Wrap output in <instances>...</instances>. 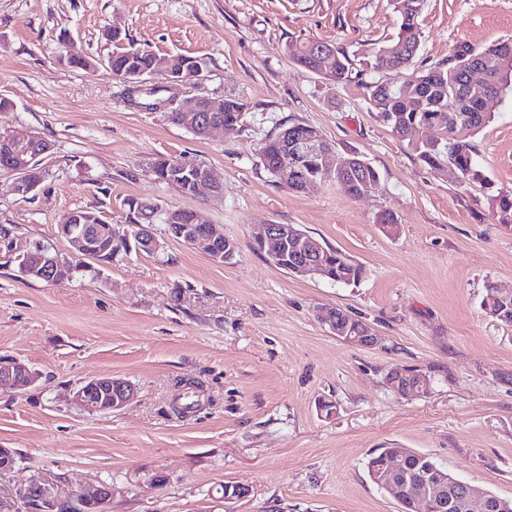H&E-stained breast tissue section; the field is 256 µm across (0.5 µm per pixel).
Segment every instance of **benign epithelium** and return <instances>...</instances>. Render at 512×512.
<instances>
[{
    "label": "benign epithelium",
    "mask_w": 512,
    "mask_h": 512,
    "mask_svg": "<svg viewBox=\"0 0 512 512\" xmlns=\"http://www.w3.org/2000/svg\"><path fill=\"white\" fill-rule=\"evenodd\" d=\"M159 75L166 77V82L180 83V79L170 76V61L158 58L152 67L140 72L137 79L128 83L133 92L150 85ZM182 112L185 125L195 129L206 137L214 129L224 128L220 112L224 111V102H215L211 98L202 101L189 95L177 102ZM286 151L293 158L310 155L320 156L332 170L340 164H350L352 160L343 159L336 151L328 149L317 137L295 136L283 132ZM52 150L51 144L36 134L17 137L10 136L0 146V171L15 176L13 191L26 197L35 192L41 184L38 169L33 159L44 156ZM161 181L177 185L185 196H198L202 191L218 192L222 184L221 176L214 169H208L197 176H189V167L176 160H168ZM59 233L69 242L73 252L83 258L105 263L109 258L117 257L112 251L115 237L99 231V226L86 223V218L79 211L71 212ZM167 234L189 245L199 247L215 262L224 263L235 255L236 244L224 238V232L214 224H204L199 216H194V223L183 224L179 210L170 211ZM256 245L266 253L270 262L281 269L299 275L315 276L322 272V266L313 259L318 244L285 224H265L255 237ZM125 254L145 250L157 253L163 247L158 236L143 226L138 231L125 233L122 237ZM293 255L291 264L284 266L282 261L286 253ZM17 261L20 272L31 279L59 283L72 277L77 267L51 250L43 243L23 247L18 253ZM10 380L23 386H30L37 381V374L20 362L0 365V381ZM109 386L106 396L99 398L97 408L100 411H114L124 407L134 395V387L121 378H95L81 386L73 396L76 404L84 409L92 407L94 390ZM474 486H469L468 496L475 497L471 505L479 507V512H497L500 503L485 494H474ZM396 499L411 497L423 503L426 512H455L457 502L445 495L443 488L434 483L409 484L396 481L387 487ZM112 485L101 482L93 489L85 491H63L57 484L43 479H32L24 485L17 486L7 494L0 493V512H30L34 504L44 502L53 506H62L64 512H109L112 501Z\"/></svg>",
    "instance_id": "7a95c632"
}]
</instances>
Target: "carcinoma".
<instances>
[{"label": "carcinoma", "instance_id": "1", "mask_svg": "<svg viewBox=\"0 0 512 512\" xmlns=\"http://www.w3.org/2000/svg\"><path fill=\"white\" fill-rule=\"evenodd\" d=\"M425 0H393L399 20L396 37L379 47H373L352 58L345 51L334 48L336 68L323 73L333 85H353L361 91L368 108L375 112L378 120L391 128L399 138L407 141L416 158L436 172L454 170L463 180H481L483 175L475 159L474 137L485 128L495 116L484 108V99H501L512 95V39L499 41L484 48L468 44L457 45L446 62L425 68L416 65L419 50V22ZM294 61L313 72L318 71V55L312 42L308 41L291 48ZM156 55L137 48L119 47L107 59L112 73L126 75L147 69ZM171 71L174 74H192L195 67L208 68V60L202 56L175 54L170 56ZM481 67L486 74L483 86L468 94L461 101L462 91L469 90L468 74L472 67ZM408 71L410 80L401 86L369 79L375 71ZM221 118L226 126H242L246 118V106L236 98L224 100ZM427 125L435 134L416 138L413 128ZM345 158L359 160L357 166L349 165L332 173L325 171L321 160L310 156L294 163L284 157L280 134L268 138L259 152L263 168L279 179L288 190H293L295 177L305 176L318 182L333 180L346 187L353 196L361 193L365 181H379V173L371 164L360 163L358 153L349 150L341 153ZM489 205L501 224H512V191H500L489 196ZM316 260L324 268L323 278L345 285L357 284L364 276L362 265L341 251L327 245H320ZM481 306L487 315L498 322L512 326V301L501 300V294L493 285L486 288ZM394 448H378L366 462L369 479L378 488H383L386 465ZM405 470L411 481H432L437 474L448 476L445 490L463 494L464 487L455 482L448 469L432 457L423 454L409 456Z\"/></svg>", "mask_w": 512, "mask_h": 512}]
</instances>
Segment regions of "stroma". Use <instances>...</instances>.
<instances>
[{
  "instance_id": "1",
  "label": "stroma",
  "mask_w": 512,
  "mask_h": 512,
  "mask_svg": "<svg viewBox=\"0 0 512 512\" xmlns=\"http://www.w3.org/2000/svg\"><path fill=\"white\" fill-rule=\"evenodd\" d=\"M416 61L433 66L460 42L512 39V0H426ZM116 28L157 56L209 61L201 90L236 98L243 125L199 139L164 113L124 102L107 67ZM391 0H0V133L51 141L46 177L28 197L0 173V227L17 245L40 240L69 257V212L129 221L128 199L189 207L239 249L226 263L177 239L156 254L82 259L61 284L23 276L0 245V363L38 375L0 385V447L13 470L0 485L41 477L80 490L104 481L112 512H400L365 470L377 448H410L457 477L512 497V327L486 315L487 284L512 292V226L487 197L512 190V98L475 138L480 181L451 180L417 160L352 86L294 62L309 40L349 55L396 35ZM96 60L72 67L68 51ZM319 129L360 153L379 182L355 197L340 184L288 191L258 150L283 125ZM204 163L220 195L184 196L157 181V156ZM396 214L387 231L376 219ZM294 224L364 268L355 285L299 277L254 252L259 225ZM340 308L380 336L372 349L319 321ZM425 375L405 399L391 369ZM129 381L115 412L86 411L72 392L88 380ZM201 406L181 417L183 383ZM248 496L224 497L228 483Z\"/></svg>"
}]
</instances>
